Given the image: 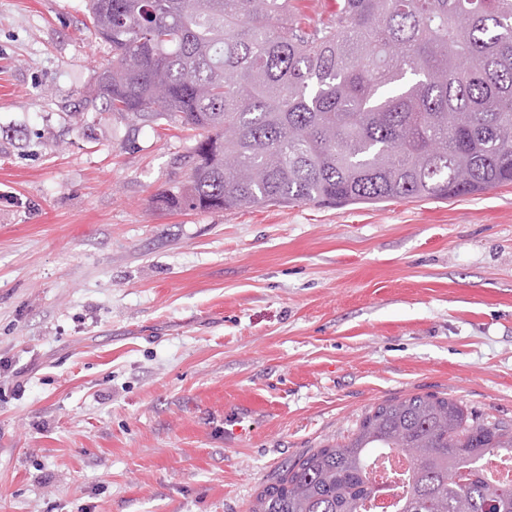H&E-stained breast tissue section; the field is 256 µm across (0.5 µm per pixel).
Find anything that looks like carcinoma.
Wrapping results in <instances>:
<instances>
[{
  "label": "carcinoma",
  "instance_id": "cac0c4a2",
  "mask_svg": "<svg viewBox=\"0 0 512 512\" xmlns=\"http://www.w3.org/2000/svg\"><path fill=\"white\" fill-rule=\"evenodd\" d=\"M89 0L109 46L101 113L199 131L191 180L156 202L446 200L512 184V0ZM406 457L396 512H512L488 458L512 426L416 394L371 409L347 443L285 465L251 512H364L371 459Z\"/></svg>",
  "mask_w": 512,
  "mask_h": 512
}]
</instances>
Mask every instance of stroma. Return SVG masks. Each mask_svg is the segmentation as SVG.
Wrapping results in <instances>:
<instances>
[{"instance_id": "35a3bbf8", "label": "stroma", "mask_w": 512, "mask_h": 512, "mask_svg": "<svg viewBox=\"0 0 512 512\" xmlns=\"http://www.w3.org/2000/svg\"><path fill=\"white\" fill-rule=\"evenodd\" d=\"M87 0H0V512H250L385 400L512 423V184L167 211L196 131L91 111Z\"/></svg>"}]
</instances>
